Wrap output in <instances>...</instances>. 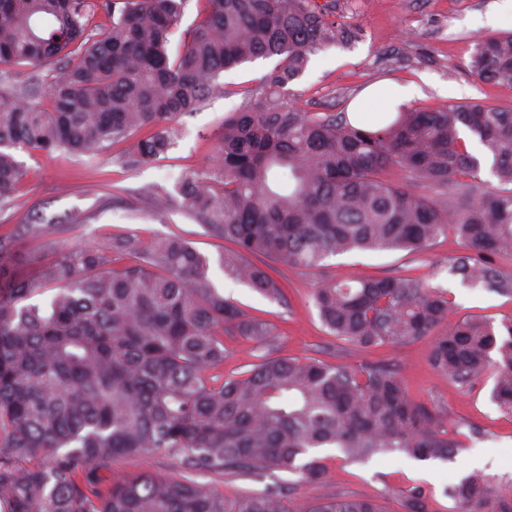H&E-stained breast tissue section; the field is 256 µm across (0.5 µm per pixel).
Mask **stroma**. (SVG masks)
Wrapping results in <instances>:
<instances>
[{
  "instance_id": "1",
  "label": "stroma",
  "mask_w": 512,
  "mask_h": 512,
  "mask_svg": "<svg viewBox=\"0 0 512 512\" xmlns=\"http://www.w3.org/2000/svg\"><path fill=\"white\" fill-rule=\"evenodd\" d=\"M328 9L336 20L354 21L360 36L351 47H331L312 56L305 73L289 84L288 92L301 111H348L362 89L384 80L399 85L426 82L424 94L410 100L413 108L438 110L474 101L512 108L511 85L477 80L467 69L478 39L512 31V16L501 12L500 0H329ZM276 63L273 57L259 58L225 71L223 90L177 120L166 158L150 165L127 168L120 159L125 149L121 143L97 158L17 150L26 174L12 208L0 213V233L17 234L19 252L32 265L63 245H104L116 235L144 242L182 236L208 258L211 280L225 297L277 325L276 355L314 357L331 364H393L410 393L442 409L459 431V448L449 463L392 454L348 463L339 449L321 448L317 454L326 477L319 485L300 484L298 475L279 471L262 477L203 475L200 483L228 495L290 487L297 501L344 493L375 499L382 512H401L397 490L422 485L431 492L432 512H451L445 490L466 471L498 477L508 473L495 460L503 448L512 446V417L492 402V381L470 391L461 389L431 367L427 338L368 351L348 348L323 327L311 291L321 279L411 275L451 291L455 316L496 323L511 318V295L465 288L449 275L448 262L461 250L455 233L440 237L423 253H348L326 259L314 273L286 270L284 297L277 301L225 277L218 264L224 240L214 237L180 203L163 212L154 208L153 193L174 191L182 169L215 163L225 115L242 105L246 90L258 87ZM35 215L42 226L38 232L29 225Z\"/></svg>"
}]
</instances>
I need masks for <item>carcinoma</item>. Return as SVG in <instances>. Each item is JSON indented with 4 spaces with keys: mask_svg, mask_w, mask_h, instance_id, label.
Instances as JSON below:
<instances>
[{
    "mask_svg": "<svg viewBox=\"0 0 512 512\" xmlns=\"http://www.w3.org/2000/svg\"><path fill=\"white\" fill-rule=\"evenodd\" d=\"M187 2L0 0V212L24 178L17 149L97 157L123 141L125 166L151 164L171 148V123L219 89L224 71L277 57L224 118L215 165L188 168L176 184L182 205L233 244L219 258L224 275L277 299L279 264L313 271L345 253L426 251L451 228L462 251L450 273L512 295L498 265L512 258V108L379 112L366 128L346 112H303L286 87L312 55L356 40L355 25L317 0H203L173 56ZM95 14L112 24L92 32ZM468 70L512 85V32L478 40ZM486 162L493 190L478 182ZM395 169L444 198L393 183ZM459 195L470 202L456 211ZM15 245L0 235V512H381L343 494L300 509L280 490L230 497L192 476L282 471L318 485L315 448H338L347 462L455 458L445 413L385 363L264 355L224 376V337L272 347L279 333L224 298L208 258L180 236L66 246L32 271ZM46 289L56 293L35 300ZM311 297L349 346L431 338L433 369L467 390L492 377L493 401L512 416V318L452 320L448 292L413 276L325 279ZM143 451L183 476L112 479L114 458ZM445 494L453 512H512V478L473 471ZM401 502L430 512L420 485Z\"/></svg>",
    "mask_w": 512,
    "mask_h": 512,
    "instance_id": "carcinoma-1",
    "label": "carcinoma"
}]
</instances>
